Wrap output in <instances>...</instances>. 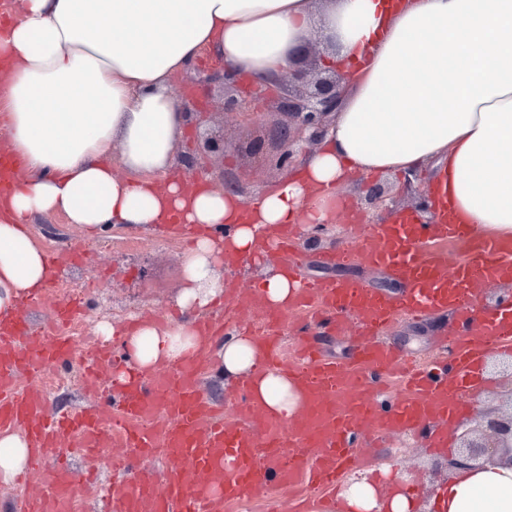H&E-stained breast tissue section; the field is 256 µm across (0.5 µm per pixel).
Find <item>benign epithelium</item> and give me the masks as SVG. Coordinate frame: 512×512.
<instances>
[{
    "label": "benign epithelium",
    "instance_id": "1",
    "mask_svg": "<svg viewBox=\"0 0 512 512\" xmlns=\"http://www.w3.org/2000/svg\"><path fill=\"white\" fill-rule=\"evenodd\" d=\"M201 81L220 101L221 114H234L247 124L254 123L249 99L266 100L282 117L278 127L280 153L276 166L286 168L297 161L302 145H313L335 118L342 92L340 77L314 67L296 66L288 77L255 88L242 86L241 78L222 68L203 71ZM228 141L224 130L207 129L198 135L197 149L179 155L182 165L189 171L219 170L224 178L222 163ZM498 362L491 372L512 382V352L497 351ZM459 453L448 458V470L476 465L492 459L502 452L512 462V410L506 414L486 412L474 424L458 433Z\"/></svg>",
    "mask_w": 512,
    "mask_h": 512
}]
</instances>
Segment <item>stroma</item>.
<instances>
[{
    "label": "stroma",
    "mask_w": 512,
    "mask_h": 512,
    "mask_svg": "<svg viewBox=\"0 0 512 512\" xmlns=\"http://www.w3.org/2000/svg\"><path fill=\"white\" fill-rule=\"evenodd\" d=\"M216 65L214 58L201 56L195 70L175 76L170 84L174 98L181 102L194 101L197 110L196 126L186 127L179 137L180 150L194 147L197 129L213 126L215 122L212 107L196 79L198 70ZM255 110L257 120L250 126L240 124L232 115L224 119V134L231 142L224 153V173L234 180L232 192L249 203L281 175L273 162L281 117L262 100L256 101ZM377 186L383 187L393 203L399 205L409 204L417 194L415 186L404 184L396 175L373 174L350 181L339 208L358 211L364 223L357 226L338 219L330 225L323 242L313 249L305 244L307 228L299 227L294 259L305 277L352 279L388 296L401 293L400 284L384 271L362 266L356 259L365 228L377 216L368 203L370 191ZM29 229L44 250L55 252L62 269L60 283L47 288L27 312L35 327L51 324L58 299L71 293L81 305L78 323L82 336L89 342L100 341L98 328L103 324L128 326L146 318L165 328L174 319L173 303L183 283V258L191 248L190 243L166 231L134 228H115L104 235L89 237L61 216L34 218ZM459 320L452 310L421 318H401L387 328L384 340L419 359L444 357L448 351L441 341L449 330L457 328ZM82 372V365L76 361L52 364L44 369V376L62 382L61 387L47 391L50 413L78 411L115 398V391L108 387L96 394L84 392ZM431 453L422 437L389 436L379 446L365 449L360 466L347 473L346 478L371 480L381 468L388 467L395 472L412 473L413 479L407 487L421 495L430 490L436 471L444 467L443 461L432 459ZM72 465L76 472H90L95 476L94 482L87 484L85 496L75 512H104L105 491L119 483V476L109 470L102 455L76 457Z\"/></svg>",
    "instance_id": "35a3bbf8"
}]
</instances>
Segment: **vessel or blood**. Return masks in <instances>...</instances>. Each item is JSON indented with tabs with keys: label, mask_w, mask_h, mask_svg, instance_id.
Listing matches in <instances>:
<instances>
[{
	"label": "vessel or blood",
	"mask_w": 512,
	"mask_h": 512,
	"mask_svg": "<svg viewBox=\"0 0 512 512\" xmlns=\"http://www.w3.org/2000/svg\"><path fill=\"white\" fill-rule=\"evenodd\" d=\"M296 227L284 224L262 234L263 255H289ZM463 243L456 263L445 246ZM365 266L391 273L404 286L389 297L348 279L307 280L296 265L299 293L290 307L303 323L353 331L356 354L347 362L324 357L307 342L294 354L281 343L283 311L269 306L260 287L236 292L231 320L263 346L261 371L294 375L302 406L290 417H273L255 401L248 383L233 390L236 423L218 418L200 392V355L141 375L122 388L119 405L104 404L50 418L44 389L20 387L18 378H39L44 367L72 357L75 343L59 327L75 315L63 306L58 326L35 333L25 315L0 324V430L20 428L29 437L32 467L48 466L47 487L26 498L21 512H73L85 490L59 449L86 455L110 451L113 470L125 473L121 491L106 512H224L226 504L267 499L277 490H328L358 464L355 443L370 446L388 434L408 433L423 424L447 426L458 416L474 369L489 351L512 350V305L487 310L454 339L451 361L402 363L398 352L379 342L398 316L418 317L448 309L469 311L501 283L512 280V242L473 240L469 228L453 223L443 203L435 220L414 222L403 214L373 225L359 251ZM86 389L104 383L103 365H117L109 349L82 353ZM396 374L402 396L392 407L378 404L379 379ZM161 458V476L136 472L138 461Z\"/></svg>",
	"instance_id": "b4317fda"
}]
</instances>
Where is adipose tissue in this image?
Returning <instances> with one entry per match:
<instances>
[{"label":"adipose tissue","instance_id":"adipose-tissue-1","mask_svg":"<svg viewBox=\"0 0 512 512\" xmlns=\"http://www.w3.org/2000/svg\"><path fill=\"white\" fill-rule=\"evenodd\" d=\"M0 37L6 135L24 165L0 193V320L45 288V252L23 229L60 215L90 236L115 228L190 224L176 303L181 317L131 333L107 326L128 368L158 369L200 351L218 371L249 378L271 414L300 397L279 372L257 373L251 337L219 345L197 320L223 292L222 253L254 250L272 224L330 221L353 176L412 174L435 165L429 193L478 237H512V0H11ZM317 41L343 73L336 119L314 149L254 203L174 179L187 120L173 76L210 54L237 75L266 83L288 74L295 50ZM24 435L0 432V483L25 473ZM348 512H413L403 492L359 482L341 494ZM439 512H512V467L461 468L432 498Z\"/></svg>","mask_w":512,"mask_h":512}]
</instances>
